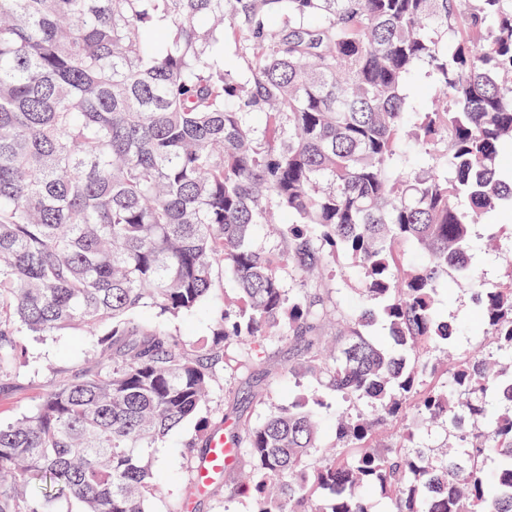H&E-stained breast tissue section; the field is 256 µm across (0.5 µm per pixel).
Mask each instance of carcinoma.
Wrapping results in <instances>:
<instances>
[{
	"mask_svg": "<svg viewBox=\"0 0 512 512\" xmlns=\"http://www.w3.org/2000/svg\"><path fill=\"white\" fill-rule=\"evenodd\" d=\"M418 71L447 102L411 105ZM505 145L512 0H0V379L27 336L96 337L0 424V512H152V449L191 419L208 433L212 384L249 373L271 336L289 375L352 407L327 451L313 394L229 423L244 479L224 497L512 512V280L484 287L471 240L512 208ZM274 220L275 250L255 247ZM342 254L357 307L336 299ZM450 269L480 306L477 349L455 350L440 319ZM220 271L237 297L211 306ZM202 309L206 345L160 322ZM379 321L398 352L371 336ZM416 416L448 420L454 443L418 447Z\"/></svg>",
	"mask_w": 512,
	"mask_h": 512,
	"instance_id": "cac0c4a2",
	"label": "carcinoma"
}]
</instances>
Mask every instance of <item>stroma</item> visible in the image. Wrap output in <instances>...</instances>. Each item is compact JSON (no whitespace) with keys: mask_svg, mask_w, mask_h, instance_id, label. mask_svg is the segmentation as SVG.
<instances>
[{"mask_svg":"<svg viewBox=\"0 0 512 512\" xmlns=\"http://www.w3.org/2000/svg\"><path fill=\"white\" fill-rule=\"evenodd\" d=\"M492 220L502 225V232L492 240L487 227L476 226L473 255V264L489 288L505 283L512 272L505 262L507 256H512V210L503 209ZM447 281L448 292L440 297L441 311L457 327L455 342L459 348H477L481 341L479 311L472 293L457 272H449ZM93 342V337L78 333L27 337L20 364L10 377L0 380V421L11 422L30 414L42 393L82 363ZM291 357L286 344L270 340L267 361L255 367L252 374L215 384L204 416L214 424L221 417L236 415L247 417L254 424L261 423L267 404H287L289 392L295 389L294 380L288 375ZM202 440L196 422L188 421L154 449V464L166 473L167 481L161 495L152 502L153 512H173L191 477L188 461L198 455Z\"/></svg>","mask_w":512,"mask_h":512,"instance_id":"stroma-1","label":"stroma"}]
</instances>
